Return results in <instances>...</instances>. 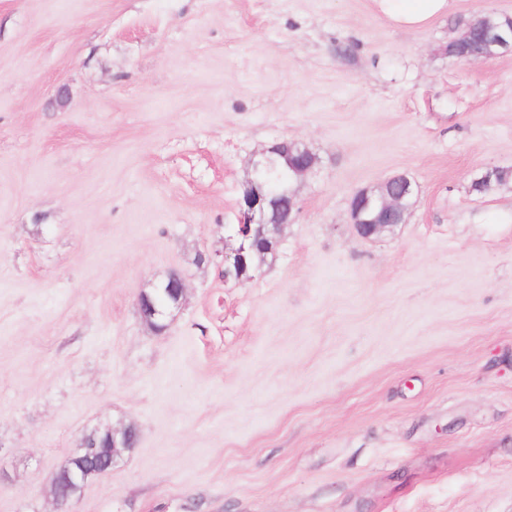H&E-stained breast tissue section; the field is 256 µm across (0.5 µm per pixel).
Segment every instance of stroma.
<instances>
[{"instance_id": "35a3bbf8", "label": "stroma", "mask_w": 512, "mask_h": 512, "mask_svg": "<svg viewBox=\"0 0 512 512\" xmlns=\"http://www.w3.org/2000/svg\"><path fill=\"white\" fill-rule=\"evenodd\" d=\"M512 0H0V512H53L97 428L135 450L69 512H512ZM306 144L272 260L225 282L254 154ZM407 174V224L350 200ZM178 272L160 333L137 297ZM450 0H372L397 25L422 28L433 18L448 13ZM499 15L500 14L498 13L484 14L472 19L469 22V27H476L480 23L481 18L484 17L490 18L494 23H501L505 20V22L497 27V29L491 34V39L488 43V52L485 55L476 57L474 59L469 57H461L459 58L460 60L469 62L477 59H488L496 57L502 53L512 51V16H506L505 18V16ZM469 27H466V30L460 37L453 39L448 43V51H450L453 47L460 46L468 41L470 36V32L468 30ZM481 52H484V44L481 35L479 34H475L469 42L455 50V54L457 56H469ZM417 197V185L406 174H395L353 196L352 224L359 236L366 239L392 232L398 225L407 223Z\"/></svg>"}]
</instances>
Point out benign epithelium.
Here are the masks:
<instances>
[{
  "label": "benign epithelium",
  "instance_id": "obj_1",
  "mask_svg": "<svg viewBox=\"0 0 512 512\" xmlns=\"http://www.w3.org/2000/svg\"><path fill=\"white\" fill-rule=\"evenodd\" d=\"M512 51V16L491 34L488 52L483 58L496 57ZM315 155L298 142H280L268 148L251 162V177L244 184L238 201V223L232 241L224 249L221 265L224 266V281L243 283L252 279L256 271V259L273 253L281 241L285 225L292 224L297 216V195L293 182L313 169ZM505 170L494 168L486 171L472 183V189L483 193L491 183L501 182ZM418 197L417 185L404 173L395 174L372 188L361 189L353 196L350 206L352 224L359 236L372 238L393 231L398 225L407 223L408 215ZM186 292V283L176 274L140 292L137 308L142 321L156 332L166 328L163 321L180 309ZM129 426L105 428L111 445L106 451L89 448L85 442L72 449L68 463L86 475L102 477L131 453L128 443ZM59 471L51 475V488L56 512H67V506L75 495H63L59 490Z\"/></svg>",
  "mask_w": 512,
  "mask_h": 512
}]
</instances>
